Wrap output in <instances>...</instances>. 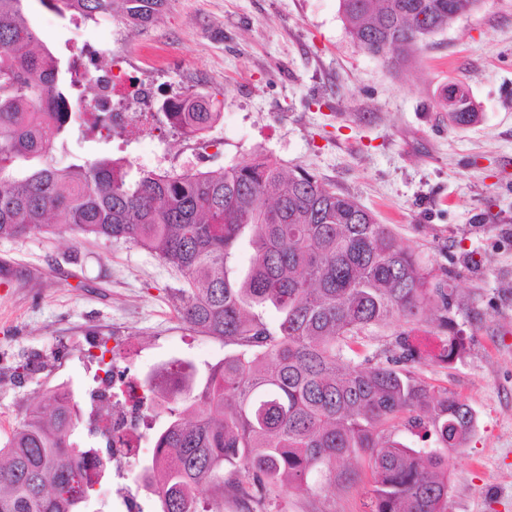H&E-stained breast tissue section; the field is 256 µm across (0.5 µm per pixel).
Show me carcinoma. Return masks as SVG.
I'll return each mask as SVG.
<instances>
[{"mask_svg": "<svg viewBox=\"0 0 512 512\" xmlns=\"http://www.w3.org/2000/svg\"><path fill=\"white\" fill-rule=\"evenodd\" d=\"M29 2L0 0V238L60 224L145 247L180 274L182 319L237 347L182 408L160 407V512H223L226 495L245 512H282L285 487L307 491L318 475L350 483L354 473L337 469L350 458L371 470L370 512H448L442 451L466 444L473 410L417 376L420 356L405 338L383 361L353 357L376 329L417 322L431 305L448 330L442 357H459L465 337L448 317L447 281L431 283L390 225L353 198L267 154L181 174L135 169L110 153L55 165L56 143L88 123L65 111L88 86L40 40ZM480 2L339 0V11L360 50L400 63ZM52 3L97 18L116 0ZM164 4L121 0L134 24ZM219 116L194 98L165 113L190 137ZM243 250L252 253L245 268L236 263ZM401 415L440 447L391 438ZM77 429L76 408L48 393L0 440V512H74L75 496L93 495L89 485L76 488L87 452ZM203 484L208 500L195 493Z\"/></svg>", "mask_w": 512, "mask_h": 512, "instance_id": "carcinoma-1", "label": "carcinoma"}]
</instances>
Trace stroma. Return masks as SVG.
Wrapping results in <instances>:
<instances>
[{"label":"stroma","mask_w":512,"mask_h":512,"mask_svg":"<svg viewBox=\"0 0 512 512\" xmlns=\"http://www.w3.org/2000/svg\"><path fill=\"white\" fill-rule=\"evenodd\" d=\"M41 40L69 59L92 47L127 85L156 102L202 95L220 119L203 137L166 130L132 143L116 131L56 149L65 166L105 151L135 166L214 170L254 152L306 169L392 225L437 280L454 290L450 316L465 338L452 362L448 333L407 325L429 386L454 393L477 419L465 447L448 449L449 512H512V0H482L406 64L352 42L339 0H166L152 21L121 11L98 25L31 0ZM161 52V66L146 58ZM460 84L477 106L470 126L450 124L441 102ZM179 275L154 253L52 226L0 239V439L51 386L81 387L76 353L89 336L129 337L126 367L222 359V338L173 319ZM346 487L283 491L286 512H367L366 463Z\"/></svg>","instance_id":"obj_1"}]
</instances>
